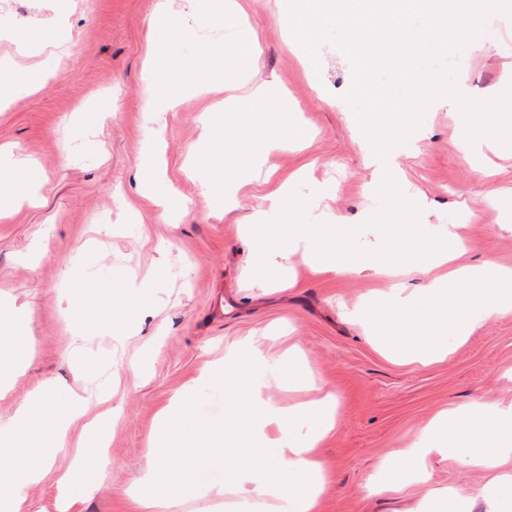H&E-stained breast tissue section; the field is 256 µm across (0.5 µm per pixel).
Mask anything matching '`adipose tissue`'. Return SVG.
Listing matches in <instances>:
<instances>
[{"instance_id":"adipose-tissue-1","label":"adipose tissue","mask_w":512,"mask_h":512,"mask_svg":"<svg viewBox=\"0 0 512 512\" xmlns=\"http://www.w3.org/2000/svg\"><path fill=\"white\" fill-rule=\"evenodd\" d=\"M55 67L32 73L0 65V104L28 95ZM154 176L153 202L171 214L182 203L166 185L157 142L148 139L139 159ZM41 186L32 168L0 157V214L31 199ZM273 374L282 384L306 393V400L278 406L263 398L260 377ZM224 390V423H197L192 389L172 397L160 417L153 459L134 487L137 512H171L196 495L213 468L224 472V512H316L327 489L319 446L335 425L336 393L317 383L297 350L271 360L257 337L224 350V360L199 378ZM83 415L81 401L59 400L46 387L24 399L12 420L0 427V512H23L29 487L41 481L52 458L66 446L70 427ZM53 436H45V420ZM105 434L93 429L76 452L77 464L62 480L59 512L75 506L96 487L103 467ZM433 456L454 457L466 468L493 473L479 490L484 512H512V403L475 402L436 415L400 462L381 467L384 484L425 481L423 463Z\"/></svg>"}]
</instances>
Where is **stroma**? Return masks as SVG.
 <instances>
[{
    "label": "stroma",
    "instance_id": "obj_1",
    "mask_svg": "<svg viewBox=\"0 0 512 512\" xmlns=\"http://www.w3.org/2000/svg\"><path fill=\"white\" fill-rule=\"evenodd\" d=\"M157 2L68 0L59 23L54 0H0V62L38 69L49 52L40 42L47 33L69 48L55 76L0 107V148L43 182L36 204L0 220V305L13 309L30 339L23 373L0 397V423L45 385L62 398H84L90 419L107 405L119 407L109 462L81 512H136L131 490L151 459L162 409L223 358L226 346L257 336L267 356L299 349L339 398L337 426L320 448L330 477L321 512H414L430 487L474 494L485 473L452 458H430L424 486L380 493L376 476L384 462L402 458L438 411L512 399V314L481 324L444 361L405 365L376 349L349 315L394 281L371 271L317 273L299 252L289 260L292 287L263 288L254 278L258 256L242 224L261 196L296 171L305 173L299 193L318 197L327 218L356 224L380 206L368 148L344 99L353 81L349 58L324 42L317 64L304 62L303 48L289 38L287 0H241L243 17L220 24L196 13L191 0H168L201 43L222 44L240 24L251 26L261 49L251 84L279 85L293 118L309 129L303 143L271 158V176L255 181L238 209L223 214L189 172L192 153L210 137L202 114L214 99L185 95L158 124L166 178L188 201L173 219L150 200V178L138 167L145 51ZM484 26L483 45L446 60L477 94L512 76V18L492 13ZM422 126L424 139L400 159L418 194L420 223L448 225L469 213L460 230L463 262L512 266V152L486 148L478 165L468 163L459 150V115L444 104L426 112ZM120 279L151 289L138 330L117 336L96 322L121 314L110 291ZM85 283L97 286L85 310L95 327L79 338L69 295ZM89 362L90 375L83 371ZM81 433V424L70 428L67 448L31 487L27 512H56L57 481Z\"/></svg>",
    "mask_w": 512,
    "mask_h": 512
}]
</instances>
